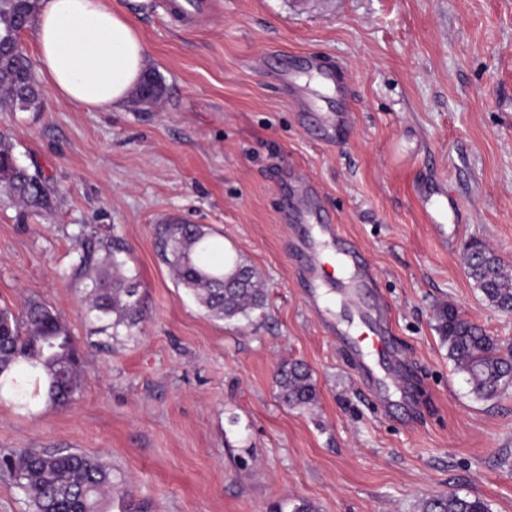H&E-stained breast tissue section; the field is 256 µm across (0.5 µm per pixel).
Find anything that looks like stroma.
Masks as SVG:
<instances>
[{"instance_id": "obj_1", "label": "stroma", "mask_w": 512, "mask_h": 512, "mask_svg": "<svg viewBox=\"0 0 512 512\" xmlns=\"http://www.w3.org/2000/svg\"><path fill=\"white\" fill-rule=\"evenodd\" d=\"M159 107L85 111L42 84L38 112H0L19 162L48 176L55 206L21 214L0 195V306L42 301L82 353V382L53 406L0 390V454L79 451L116 480L103 512H423L451 492L512 512V389L472 393L435 329L439 307L512 347V314L472 286L464 245L512 266V0H169L136 17ZM340 64L337 97L287 57ZM353 108L345 143L313 115ZM367 258L388 307L406 391L370 389L321 327L295 276L284 212L296 176ZM450 187L458 221L431 233L419 192ZM170 214L210 228L260 276L264 309L209 317L154 247ZM123 239L145 293L135 338L101 347L82 307L87 240ZM307 364L317 401L277 397L282 363Z\"/></svg>"}]
</instances>
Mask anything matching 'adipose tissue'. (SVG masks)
<instances>
[{
  "label": "adipose tissue",
  "instance_id": "adipose-tissue-1",
  "mask_svg": "<svg viewBox=\"0 0 512 512\" xmlns=\"http://www.w3.org/2000/svg\"><path fill=\"white\" fill-rule=\"evenodd\" d=\"M37 69L81 109L122 110L149 64L130 10L105 0H41L33 23Z\"/></svg>",
  "mask_w": 512,
  "mask_h": 512
}]
</instances>
